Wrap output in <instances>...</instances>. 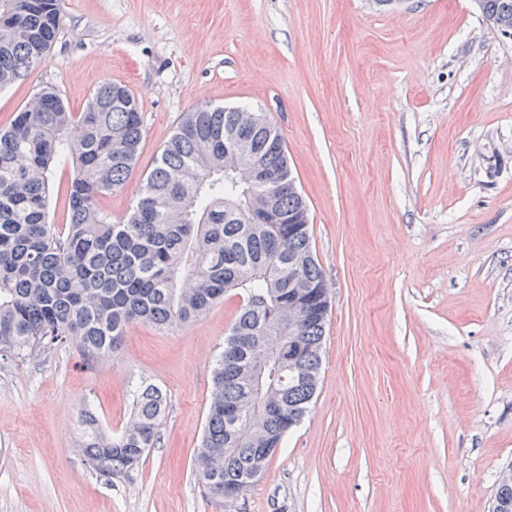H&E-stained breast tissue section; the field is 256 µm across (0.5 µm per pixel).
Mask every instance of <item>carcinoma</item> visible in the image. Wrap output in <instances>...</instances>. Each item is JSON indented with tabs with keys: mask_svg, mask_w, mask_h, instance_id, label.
<instances>
[{
	"mask_svg": "<svg viewBox=\"0 0 512 512\" xmlns=\"http://www.w3.org/2000/svg\"><path fill=\"white\" fill-rule=\"evenodd\" d=\"M488 25L512 27V0H479ZM62 0H0V89L40 65L55 42ZM249 113L199 107L186 113L143 180L130 213L114 222L97 199L123 187L144 138L141 106L120 83L97 88L72 112L45 87L0 130V354L18 358L73 342L88 364L110 358L125 328L141 321L158 328L186 324L233 293L239 314L213 364L204 437L194 463L206 493L234 498L252 485L271 455L252 453L255 432L270 447L305 416L317 388L329 301L324 272L311 248L306 203L275 127L254 132L267 188L295 224H253L249 198L224 173V133ZM72 177L69 221L50 224L47 209L54 169ZM305 257L295 268L294 257ZM312 286L296 338L297 363L288 364V339L266 356L262 374L245 379L254 354L241 344L262 336L288 313L296 284ZM166 393L142 382L128 421L107 434L85 410L78 446L100 474L135 467L158 440Z\"/></svg>",
	"mask_w": 512,
	"mask_h": 512,
	"instance_id": "1",
	"label": "carcinoma"
}]
</instances>
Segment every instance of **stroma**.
<instances>
[{"instance_id": "1", "label": "stroma", "mask_w": 512, "mask_h": 512, "mask_svg": "<svg viewBox=\"0 0 512 512\" xmlns=\"http://www.w3.org/2000/svg\"><path fill=\"white\" fill-rule=\"evenodd\" d=\"M105 82L138 99L126 216L202 105L267 113L330 287L310 409L237 512H489L512 463V40L474 0H63L43 63L0 91V128L43 87L71 111ZM241 300L115 357L69 343L0 357V512H226L201 446L215 356ZM166 390L160 439L117 476L78 451L92 409L119 430L131 383Z\"/></svg>"}]
</instances>
